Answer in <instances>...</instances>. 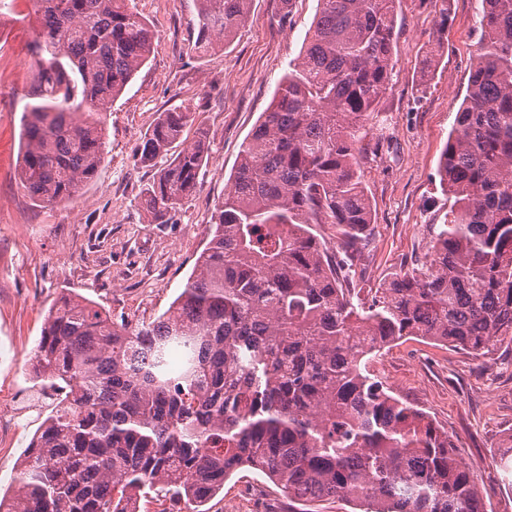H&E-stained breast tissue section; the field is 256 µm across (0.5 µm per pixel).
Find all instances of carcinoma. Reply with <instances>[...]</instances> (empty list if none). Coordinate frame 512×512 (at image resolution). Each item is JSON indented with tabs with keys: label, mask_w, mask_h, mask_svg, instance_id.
Here are the masks:
<instances>
[{
	"label": "carcinoma",
	"mask_w": 512,
	"mask_h": 512,
	"mask_svg": "<svg viewBox=\"0 0 512 512\" xmlns=\"http://www.w3.org/2000/svg\"><path fill=\"white\" fill-rule=\"evenodd\" d=\"M37 70L18 179L39 203L73 199L104 159V116L157 38L133 0H35ZM199 52L231 38L252 0H196ZM468 93L438 163L453 199L425 260L370 303L355 280L372 224L361 122L390 81L397 0H318L211 217L212 237L154 321L118 322L83 297L48 312L40 378L64 394L0 512H208L243 468L289 512H486L448 433L368 365L418 336L474 356L512 343V0H483ZM197 108L160 113L136 161L166 159L144 192L164 222L210 162ZM331 224L328 247L313 231Z\"/></svg>",
	"instance_id": "obj_1"
}]
</instances>
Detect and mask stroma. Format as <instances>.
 Wrapping results in <instances>:
<instances>
[{
  "instance_id": "obj_1",
  "label": "stroma",
  "mask_w": 512,
  "mask_h": 512,
  "mask_svg": "<svg viewBox=\"0 0 512 512\" xmlns=\"http://www.w3.org/2000/svg\"><path fill=\"white\" fill-rule=\"evenodd\" d=\"M157 39L147 62L112 104L94 181L72 200L36 204L21 188L23 95L36 70L33 0H0V493L18 487L23 454L48 415L34 379L44 317L61 297L99 303L113 320L151 321L180 293L211 237L243 143L298 56L317 0H253L237 33L208 54L196 48L195 0H134ZM448 29L439 33L440 10ZM482 0H399L386 94L363 121L360 160L372 209L356 266L361 288L424 259L433 225L450 202L436 176L441 151L468 89ZM437 51L422 80L425 56ZM192 102L208 131L211 160L192 197L157 224L141 191L155 172L135 161L161 112ZM371 368L395 395L447 430L473 474L487 512H512V473L500 463L512 435V345L473 356L420 338L398 341ZM260 486L268 512L288 503L258 473L232 476L209 512H249Z\"/></svg>"
}]
</instances>
